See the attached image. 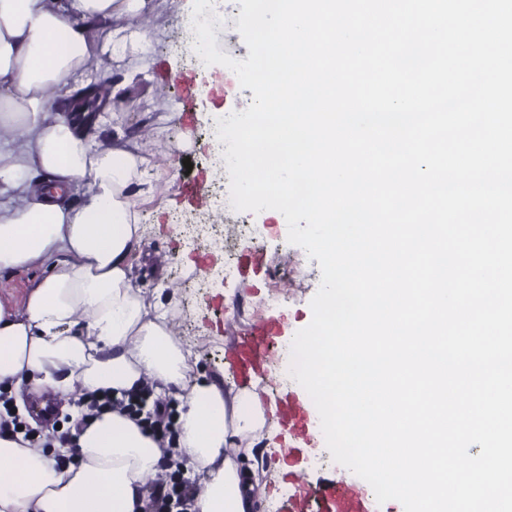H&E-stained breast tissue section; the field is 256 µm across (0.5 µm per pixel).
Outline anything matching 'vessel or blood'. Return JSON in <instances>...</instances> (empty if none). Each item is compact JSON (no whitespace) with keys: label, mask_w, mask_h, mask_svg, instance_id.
Returning <instances> with one entry per match:
<instances>
[{"label":"vessel or blood","mask_w":512,"mask_h":512,"mask_svg":"<svg viewBox=\"0 0 512 512\" xmlns=\"http://www.w3.org/2000/svg\"><path fill=\"white\" fill-rule=\"evenodd\" d=\"M279 334L278 322L263 318L238 336L226 358L242 382H249L253 375L265 373L270 362L269 351ZM281 401L286 408L285 425L298 433H307L308 411L303 401L292 391L282 393ZM278 512H375V509L358 489H343L335 483L314 486L300 479L296 482L295 491L281 499Z\"/></svg>","instance_id":"1"}]
</instances>
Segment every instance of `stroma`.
Listing matches in <instances>:
<instances>
[{
  "label": "stroma",
  "mask_w": 512,
  "mask_h": 512,
  "mask_svg": "<svg viewBox=\"0 0 512 512\" xmlns=\"http://www.w3.org/2000/svg\"><path fill=\"white\" fill-rule=\"evenodd\" d=\"M199 8L198 0H150L144 11L113 20V29L127 35L129 42L125 55L105 56L103 68L88 75L92 81L105 77L112 82V102L93 115L89 131L101 137L120 132L140 145L146 159L143 179L154 190L152 201L135 203L141 223L149 228L142 260L165 269L163 278L143 279L141 286L175 291L176 303L166 311L168 322L174 324L182 348L191 353L194 373L218 376L229 372L227 351L258 315L278 320L286 339L309 325L321 270L318 260L288 242L286 233H266V226L275 221L270 211L207 212L189 204L181 193L183 183L199 178L206 189H213L206 176L216 162L211 136L216 114L244 111L253 101L252 90L241 88L235 73L222 65L200 77L198 89L185 92L183 78L195 67L180 23ZM184 218L219 226L233 245V262L239 267L234 277L222 284L207 281L198 257L211 254L213 247L187 249L180 225ZM244 224L264 229V236L241 234ZM258 253L266 254L267 264L250 265V257ZM275 288L283 300L264 310L260 302ZM311 421L309 439L293 442L281 426L276 442L284 448L298 445L294 464L304 468L310 483L339 477L344 486L361 485L360 477L336 462L309 467V458L325 446L317 429L319 416Z\"/></svg>",
  "instance_id": "1"
}]
</instances>
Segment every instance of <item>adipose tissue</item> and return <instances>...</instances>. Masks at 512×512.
Instances as JSON below:
<instances>
[{"label": "adipose tissue", "mask_w": 512, "mask_h": 512, "mask_svg": "<svg viewBox=\"0 0 512 512\" xmlns=\"http://www.w3.org/2000/svg\"><path fill=\"white\" fill-rule=\"evenodd\" d=\"M146 0H0V126L26 136L0 151V180L43 190L0 208V273L39 266L23 310L0 301V391L30 382L77 400L150 390L167 399V448L127 413L73 416L68 444L32 448L0 433V512H142L163 458L205 474L190 512H258L266 485L258 446L274 414L256 385L193 374L160 298L133 280L147 228L137 144L88 142L83 113L60 111L55 91L83 82L99 54L122 43L114 19ZM88 186L80 204L72 186Z\"/></svg>", "instance_id": "adipose-tissue-1"}]
</instances>
